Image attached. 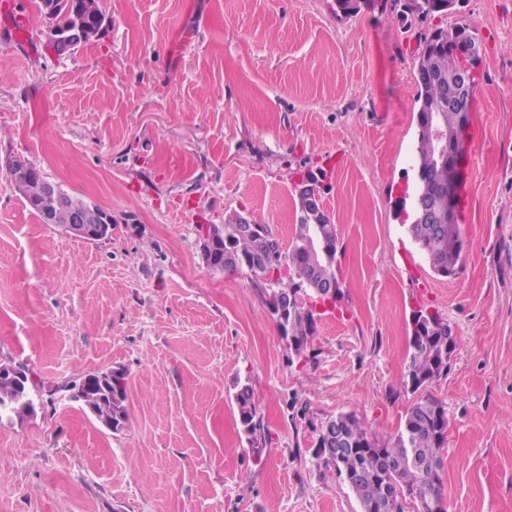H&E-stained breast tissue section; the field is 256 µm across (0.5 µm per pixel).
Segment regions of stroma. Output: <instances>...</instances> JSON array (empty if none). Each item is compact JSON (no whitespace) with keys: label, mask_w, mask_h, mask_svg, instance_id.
Returning <instances> with one entry per match:
<instances>
[{"label":"stroma","mask_w":512,"mask_h":512,"mask_svg":"<svg viewBox=\"0 0 512 512\" xmlns=\"http://www.w3.org/2000/svg\"><path fill=\"white\" fill-rule=\"evenodd\" d=\"M97 41L62 56L0 23V362L41 385L36 416L0 421V512H360L314 458L356 414L378 440L404 389L412 315L452 328L425 392L450 421L451 512H512V0H102ZM464 24L480 45L483 137L461 274L436 276L408 231L417 181L415 72L425 38ZM112 218L101 241L41 223L7 173L15 156ZM335 166H328V159ZM315 177L336 226L344 317L305 356L282 338L273 285L209 270L202 230L240 214L290 245L295 185ZM126 378L128 421L104 427L65 387ZM250 385L262 443L235 394Z\"/></svg>","instance_id":"stroma-1"}]
</instances>
